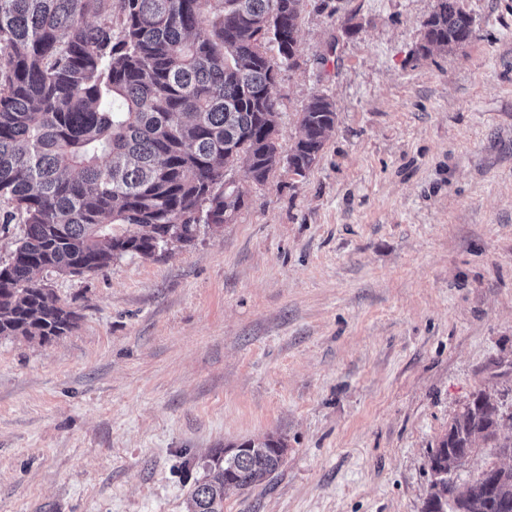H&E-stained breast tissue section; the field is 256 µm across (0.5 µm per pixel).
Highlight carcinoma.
Segmentation results:
<instances>
[{
  "instance_id": "carcinoma-1",
  "label": "carcinoma",
  "mask_w": 512,
  "mask_h": 512,
  "mask_svg": "<svg viewBox=\"0 0 512 512\" xmlns=\"http://www.w3.org/2000/svg\"><path fill=\"white\" fill-rule=\"evenodd\" d=\"M97 2L0 0V199L13 207L6 221L26 224L0 266V337L49 341L75 324L37 272H98L125 254L154 255L166 234L188 242L244 205L226 179L235 163L263 183L282 161L274 88L295 55L302 0H118L117 15L91 22ZM423 29V57L476 32L463 0H433ZM335 121L328 96H313L287 157L296 174ZM499 417L480 390L452 418L422 512H512V468L491 482L477 475L461 498L448 482L478 440L512 453ZM245 446L266 452L212 456L189 512H224L226 482L248 490L279 468L281 439Z\"/></svg>"
}]
</instances>
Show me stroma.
Listing matches in <instances>:
<instances>
[{
  "label": "stroma",
  "mask_w": 512,
  "mask_h": 512,
  "mask_svg": "<svg viewBox=\"0 0 512 512\" xmlns=\"http://www.w3.org/2000/svg\"><path fill=\"white\" fill-rule=\"evenodd\" d=\"M463 49L417 56L432 0H304L282 69L305 174L229 176L245 204L154 256L40 271L65 335L0 338V512H187L204 460L286 452L224 512H422L429 455L473 393L512 432V0H464ZM335 121L333 102L326 95H314L302 112L299 136L286 158L288 167L297 175L305 174L316 162Z\"/></svg>",
  "instance_id": "35a3bbf8"
}]
</instances>
